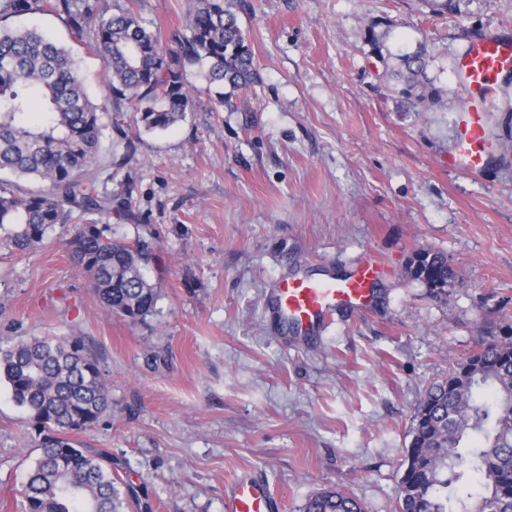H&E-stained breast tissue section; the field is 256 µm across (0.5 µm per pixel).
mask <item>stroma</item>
Listing matches in <instances>:
<instances>
[{
    "mask_svg": "<svg viewBox=\"0 0 512 512\" xmlns=\"http://www.w3.org/2000/svg\"><path fill=\"white\" fill-rule=\"evenodd\" d=\"M234 0L257 83L234 111H213L198 74L194 108L167 130L128 127L137 152L104 147L102 193L133 188L98 226L143 236L155 311L133 323L105 310L73 263L80 227L55 225L24 255L0 249V343L78 338L98 354L110 407L72 432L107 451L131 512H225L243 474L264 480L279 512L323 489L365 512H396L415 405L487 336L512 332V80H497L486 113L485 164L448 165L462 112L457 61L473 39L512 40V0ZM161 35L182 27L191 0H138ZM380 44L372 46L369 37ZM426 54L443 91L406 111L400 57ZM90 98L109 96L92 44L75 47ZM444 253L458 279L446 295L411 280L419 251ZM378 262L377 300L337 316L305 348L276 332L265 302L298 271L348 272ZM42 437L0 381V512L21 491Z\"/></svg>",
    "mask_w": 512,
    "mask_h": 512,
    "instance_id": "1",
    "label": "stroma"
}]
</instances>
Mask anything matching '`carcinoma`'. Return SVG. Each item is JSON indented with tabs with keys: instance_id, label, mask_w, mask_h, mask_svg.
Returning a JSON list of instances; mask_svg holds the SVG:
<instances>
[{
	"instance_id": "1",
	"label": "carcinoma",
	"mask_w": 512,
	"mask_h": 512,
	"mask_svg": "<svg viewBox=\"0 0 512 512\" xmlns=\"http://www.w3.org/2000/svg\"><path fill=\"white\" fill-rule=\"evenodd\" d=\"M185 27L162 43L125 0H112L105 18L91 0H0V173L34 177L39 190L21 192L0 178V247L25 253L73 213L112 215V195L89 180L104 140L117 134L125 156L135 154L120 118L168 129L193 110L189 69L203 68L206 91L219 107L233 109L232 95L257 83L251 40L240 27L232 0H192ZM51 16L69 40L95 45L111 98L96 104L72 49L35 29L8 22L27 15ZM425 55L404 57L397 78L407 111L425 112L442 90L416 89L425 78ZM230 91H224V87ZM154 247L140 238L125 242L93 221L72 240L74 264L90 277L104 308L133 321L151 315L159 297L144 274ZM410 276L431 286L434 275L455 281L448 258L426 252L409 261ZM0 378L13 401L39 425L41 453L29 470L22 496L25 512H123L129 507L112 476L107 454L77 448L73 431L93 428L109 408V389L98 358L80 339L33 337L0 344ZM399 512H512V336H494L477 353L450 361L448 373L424 390L413 417ZM479 477L481 492L460 497L466 473ZM301 512H362L343 491L312 494Z\"/></svg>"
}]
</instances>
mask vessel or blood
Here are the masks:
<instances>
[{
  "mask_svg": "<svg viewBox=\"0 0 512 512\" xmlns=\"http://www.w3.org/2000/svg\"><path fill=\"white\" fill-rule=\"evenodd\" d=\"M512 67V44L485 38L468 44L459 68L470 87L489 88L498 75ZM485 129L477 107H468L448 158L462 172L479 169L487 156ZM376 264L366 262L341 277L316 279L296 275L281 280L273 290L272 307L278 322L299 338H310L340 310H368L377 282ZM278 504L261 481L235 480L226 495L225 512H276Z\"/></svg>",
  "mask_w": 512,
  "mask_h": 512,
  "instance_id": "1",
  "label": "vessel or blood"
}]
</instances>
